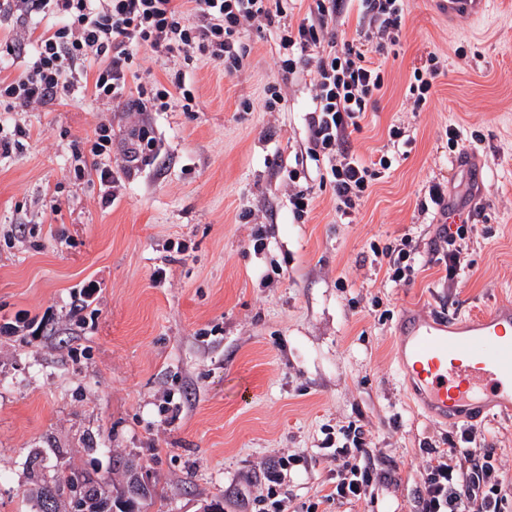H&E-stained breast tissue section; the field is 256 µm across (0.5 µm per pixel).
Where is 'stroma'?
Returning <instances> with one entry per match:
<instances>
[{
	"label": "stroma",
	"mask_w": 512,
	"mask_h": 512,
	"mask_svg": "<svg viewBox=\"0 0 512 512\" xmlns=\"http://www.w3.org/2000/svg\"><path fill=\"white\" fill-rule=\"evenodd\" d=\"M249 43L238 72L205 58L187 69L197 111L145 113L160 155L111 202L74 177L72 151L88 152L103 123L122 149L135 129L126 113L79 94L0 112L5 131H30L0 155V512H36L37 478L72 468L118 492L131 464L159 493L139 512L213 500L241 512L284 452L297 457L281 486L288 512L314 501L318 512H412L424 442L464 430L407 392L397 331L405 314L467 320L512 300V0H490L478 19L408 0L385 88L352 140L370 158L401 123L411 143L352 224L327 186L308 220L294 219L282 166L306 146L309 79L277 72L274 34ZM432 54L446 66L410 113L406 87ZM278 81L279 111L244 110ZM451 124L481 142L450 152ZM438 182L474 227L452 281L433 253L441 226L418 210ZM406 235L420 254L396 284L370 246ZM352 421L390 477L372 498L321 502L335 469L322 443ZM475 426L512 489V412L492 408Z\"/></svg>",
	"instance_id": "stroma-1"
}]
</instances>
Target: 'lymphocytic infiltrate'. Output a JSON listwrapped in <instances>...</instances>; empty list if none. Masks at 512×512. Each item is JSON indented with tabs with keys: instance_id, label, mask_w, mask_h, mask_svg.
<instances>
[{
	"instance_id": "1",
	"label": "lymphocytic infiltrate",
	"mask_w": 512,
	"mask_h": 512,
	"mask_svg": "<svg viewBox=\"0 0 512 512\" xmlns=\"http://www.w3.org/2000/svg\"><path fill=\"white\" fill-rule=\"evenodd\" d=\"M297 0H0V18L10 26L0 34V108L7 112L49 109L63 95L82 92L116 110L164 112L172 100L194 111L186 69L205 57L238 71L251 52L249 31L273 29L278 72L310 78L307 154L322 167L341 223L356 220L374 180L393 169L405 130H389L391 151L363 159L350 149L355 132L385 87L381 55L398 45L406 0H312L306 15L290 23ZM356 18L352 37L340 31ZM163 62L168 83L130 86L140 51ZM112 129L102 125L91 147L93 164L75 165V177L92 175L106 188L118 177L132 178L139 163L156 157L153 129L141 125L122 152L120 170L105 157ZM333 450L336 477L329 499L357 502L379 481L362 426L349 423ZM464 435L462 461L447 449L430 451L415 512H506L508 495L495 465L493 445L473 453Z\"/></svg>"
}]
</instances>
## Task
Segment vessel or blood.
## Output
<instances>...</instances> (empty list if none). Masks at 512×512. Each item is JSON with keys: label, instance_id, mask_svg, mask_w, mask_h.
Listing matches in <instances>:
<instances>
[{"label": "vessel or blood", "instance_id": "vessel-or-blood-1", "mask_svg": "<svg viewBox=\"0 0 512 512\" xmlns=\"http://www.w3.org/2000/svg\"><path fill=\"white\" fill-rule=\"evenodd\" d=\"M399 372L432 415L477 420L486 408L512 406V303L446 326L406 324Z\"/></svg>", "mask_w": 512, "mask_h": 512}]
</instances>
